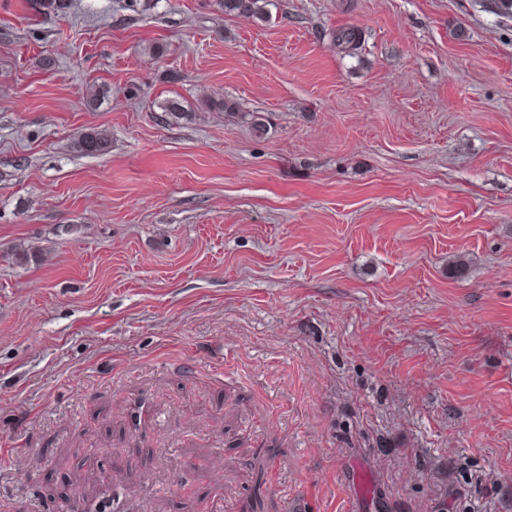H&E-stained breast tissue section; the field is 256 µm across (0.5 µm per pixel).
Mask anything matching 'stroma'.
<instances>
[{
    "mask_svg": "<svg viewBox=\"0 0 512 512\" xmlns=\"http://www.w3.org/2000/svg\"><path fill=\"white\" fill-rule=\"evenodd\" d=\"M125 3L0 0V512H512V19ZM74 148L85 155H101L110 150L111 140L103 132L91 131L80 136L75 141Z\"/></svg>",
    "mask_w": 512,
    "mask_h": 512,
    "instance_id": "35a3bbf8",
    "label": "stroma"
}]
</instances>
